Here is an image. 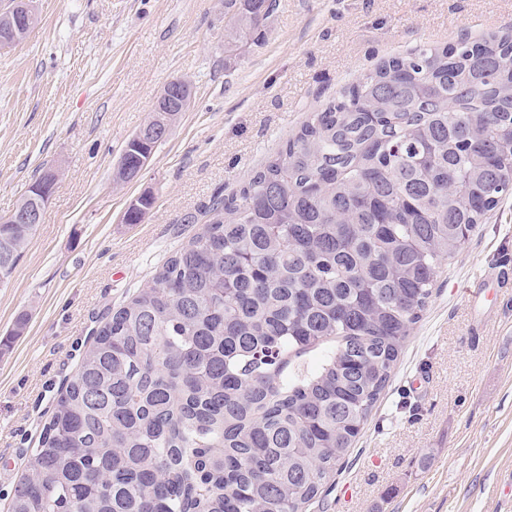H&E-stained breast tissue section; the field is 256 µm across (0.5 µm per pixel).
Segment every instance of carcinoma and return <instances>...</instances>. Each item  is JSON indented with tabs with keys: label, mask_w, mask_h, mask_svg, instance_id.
<instances>
[{
	"label": "carcinoma",
	"mask_w": 512,
	"mask_h": 512,
	"mask_svg": "<svg viewBox=\"0 0 512 512\" xmlns=\"http://www.w3.org/2000/svg\"><path fill=\"white\" fill-rule=\"evenodd\" d=\"M274 6L224 0V52ZM511 197L512 34L379 62L106 317L10 512H307ZM34 232L0 224L1 286Z\"/></svg>",
	"instance_id": "carcinoma-1"
}]
</instances>
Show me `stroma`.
Wrapping results in <instances>:
<instances>
[{
  "label": "stroma",
  "mask_w": 512,
  "mask_h": 512,
  "mask_svg": "<svg viewBox=\"0 0 512 512\" xmlns=\"http://www.w3.org/2000/svg\"><path fill=\"white\" fill-rule=\"evenodd\" d=\"M36 6L29 37L0 48V217L45 172L58 179L0 285V512L101 322L198 231L215 196L237 192L382 59L512 29V0H276L247 52L228 59L224 0ZM174 78L189 81L190 108L141 176L117 183L127 141ZM144 195L153 208L125 223ZM309 512H512V199L442 273Z\"/></svg>",
  "instance_id": "35a3bbf8"
}]
</instances>
